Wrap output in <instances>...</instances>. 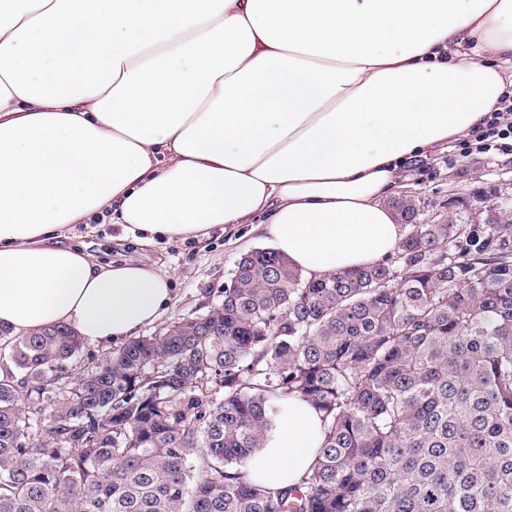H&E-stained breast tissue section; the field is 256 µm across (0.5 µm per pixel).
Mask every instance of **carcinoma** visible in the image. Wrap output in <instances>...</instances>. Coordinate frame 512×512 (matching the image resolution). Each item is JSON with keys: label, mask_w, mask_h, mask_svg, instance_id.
I'll use <instances>...</instances> for the list:
<instances>
[{"label": "carcinoma", "mask_w": 512, "mask_h": 512, "mask_svg": "<svg viewBox=\"0 0 512 512\" xmlns=\"http://www.w3.org/2000/svg\"><path fill=\"white\" fill-rule=\"evenodd\" d=\"M393 207L380 261L252 250L220 304L74 382L72 330L0 328V512H512V222ZM290 399L322 441L272 491L246 470Z\"/></svg>", "instance_id": "carcinoma-1"}]
</instances>
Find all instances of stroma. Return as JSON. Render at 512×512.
Masks as SVG:
<instances>
[{
  "instance_id": "obj_1",
  "label": "stroma",
  "mask_w": 512,
  "mask_h": 512,
  "mask_svg": "<svg viewBox=\"0 0 512 512\" xmlns=\"http://www.w3.org/2000/svg\"><path fill=\"white\" fill-rule=\"evenodd\" d=\"M404 195L415 198L422 224L447 219L464 223L482 202L500 205L502 219H512V206L502 204L503 198H512V155L452 158L447 146L435 147L403 166L390 196ZM452 198L462 200V207L449 206ZM68 242L101 262L144 260L167 273L172 280V300L160 319L164 325L199 316L220 302V291L239 255L268 245L262 231L238 232L219 226L200 241H161L141 247L126 240L119 225L105 219L77 226Z\"/></svg>"
}]
</instances>
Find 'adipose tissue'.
Here are the masks:
<instances>
[{"mask_svg":"<svg viewBox=\"0 0 512 512\" xmlns=\"http://www.w3.org/2000/svg\"><path fill=\"white\" fill-rule=\"evenodd\" d=\"M510 86L512 0H0V326L118 346L161 317L168 275L62 245L106 213L143 246L256 222L311 277L378 262L401 167ZM320 443L289 400L246 478Z\"/></svg>","mask_w":512,"mask_h":512,"instance_id":"ef3b65f1","label":"adipose tissue"}]
</instances>
